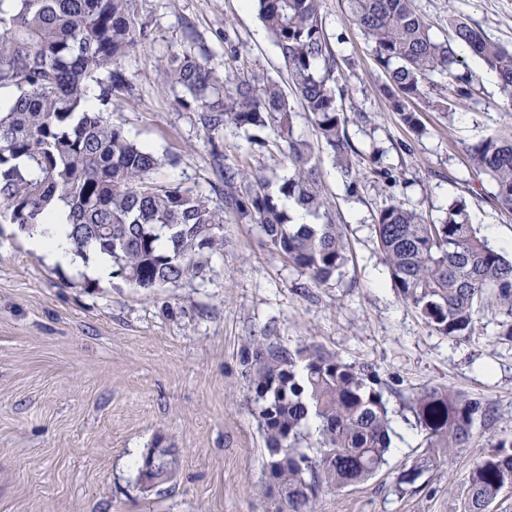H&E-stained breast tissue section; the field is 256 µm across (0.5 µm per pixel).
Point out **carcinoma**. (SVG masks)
<instances>
[{
  "label": "carcinoma",
  "mask_w": 512,
  "mask_h": 512,
  "mask_svg": "<svg viewBox=\"0 0 512 512\" xmlns=\"http://www.w3.org/2000/svg\"><path fill=\"white\" fill-rule=\"evenodd\" d=\"M352 20L370 42L389 83L383 92L400 121L420 131L411 108L427 97L428 80L448 75L432 101L443 112L472 95L474 72L458 59L466 48L493 72L512 99V50L489 39L470 20H449L440 41L412 0H347ZM260 17L288 68L294 95L316 128L317 143L344 168L355 189L345 131L336 105L340 69L323 26L322 0H258ZM150 35L133 0H0V223L34 230L57 202L68 210L67 236L81 257L97 249L112 258V274L134 288L151 289L197 273L223 240L224 215L202 192L152 179L164 164L154 152L106 120L112 98L128 90L120 60ZM179 104L201 113L207 134L229 123L272 130L288 164L278 192L267 180L224 167V208L258 216L269 244L315 285L342 273L351 260L345 225L336 223L318 178L315 145L295 133L292 107L279 82L229 74L223 78L184 51L167 61ZM473 168L492 181L494 199L512 211V133L472 145ZM293 201L316 219L293 224ZM375 230L393 286L436 332L454 338L473 330L494 299L507 307L512 336V261L492 248L455 202L448 216L429 224L413 209L392 203L376 216ZM249 370L263 431L265 468L275 479L278 512H317L319 495L370 479L387 462L392 432L376 371L312 345L293 350L256 340ZM409 408L424 432L427 451L398 477L412 485L429 464L470 446L476 421L489 410L449 387L417 393ZM158 483L177 460L152 454ZM512 488V440L482 455L465 482L463 512H489Z\"/></svg>",
  "instance_id": "1"
}]
</instances>
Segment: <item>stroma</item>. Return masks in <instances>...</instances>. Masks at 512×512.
<instances>
[{"instance_id":"stroma-1","label":"stroma","mask_w":512,"mask_h":512,"mask_svg":"<svg viewBox=\"0 0 512 512\" xmlns=\"http://www.w3.org/2000/svg\"><path fill=\"white\" fill-rule=\"evenodd\" d=\"M437 38L448 16L477 24L512 50V0H413ZM151 36L124 57L130 91L110 118L128 137L169 157L157 181L207 190L223 208L222 166L270 181L285 175L273 133L252 149L226 126L210 143L197 113L182 108L166 77L171 51L189 49L217 76L245 69L287 85L283 62L256 9L241 0H135ZM322 17L344 64L346 132L361 172L356 192L329 155L319 178L352 260L313 285L262 237L255 217L225 211L224 246L196 277L150 290L113 275L92 278L82 259L61 268L31 251L14 225L0 224V512H277L253 403L252 337L284 348L311 343L373 367L392 418L387 463L371 479L322 494L318 512H460L475 461L512 438V338L505 310L482 309L472 335L428 327L394 288L374 226L398 200L437 221L462 202L471 224L512 259V212L499 208L468 149L512 130V103L492 73L478 70L471 100L445 113L415 102L423 134L412 133L379 90L386 75L352 22L346 0H323ZM221 160H214L213 151ZM393 180L377 176L379 168ZM451 386L490 407L470 447L427 468L413 486L399 475L421 457L423 436L401 402ZM178 461L170 481L144 490L138 468L151 450Z\"/></svg>"}]
</instances>
